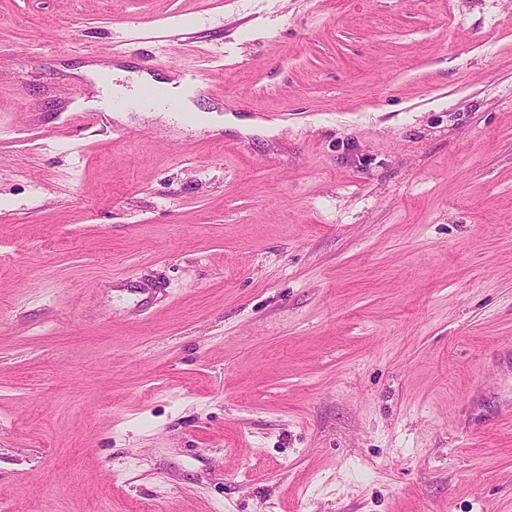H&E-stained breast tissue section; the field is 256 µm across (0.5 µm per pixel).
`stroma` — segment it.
I'll use <instances>...</instances> for the list:
<instances>
[{
	"mask_svg": "<svg viewBox=\"0 0 512 512\" xmlns=\"http://www.w3.org/2000/svg\"><path fill=\"white\" fill-rule=\"evenodd\" d=\"M0 512H512V0H0ZM112 71H114V80L116 78L124 79L125 77H130V80H128V85L131 87H126L125 85L121 86L113 83L108 85L100 84L103 89V97L101 102H93V105L103 108L107 106L111 98H122L124 102L123 106L120 108L112 109V117L118 119L121 122L126 120L128 115L127 113L130 112H163V100L167 98L178 99L180 102L181 112H218L216 109L210 111L200 110L196 105L195 98L192 93H189L182 88L175 86L173 81H168L167 79L153 75L150 72L126 70L121 67H115L114 69L112 68ZM143 85H150L157 89L161 95V99L154 103L144 102L139 95V88Z\"/></svg>",
	"mask_w": 512,
	"mask_h": 512,
	"instance_id": "35a3bbf8",
	"label": "stroma"
}]
</instances>
